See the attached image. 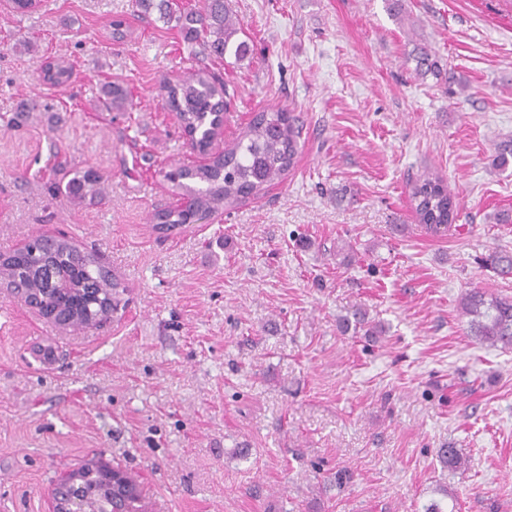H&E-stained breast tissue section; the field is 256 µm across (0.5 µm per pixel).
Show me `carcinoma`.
<instances>
[{
    "instance_id": "carcinoma-1",
    "label": "carcinoma",
    "mask_w": 512,
    "mask_h": 512,
    "mask_svg": "<svg viewBox=\"0 0 512 512\" xmlns=\"http://www.w3.org/2000/svg\"><path fill=\"white\" fill-rule=\"evenodd\" d=\"M134 4L145 14L157 12L166 23L176 21L191 41L204 35V48L219 57L231 52L241 59L249 51L247 43L233 41L238 29L225 0H205L204 10L194 13L176 9V0H134ZM73 75L72 66L58 60L47 65L44 80L60 86L69 83ZM224 96V85L204 71L167 88L168 107L176 112L201 150L206 149L219 127ZM127 103L128 93L122 85L114 83L103 91V109L120 110ZM300 137L297 118L288 110L273 107L256 113L235 141L224 147L223 155L204 165L177 167L165 173L173 190L185 192L192 204L159 210L153 215L154 223L167 231L264 193L293 169ZM102 180L103 176L91 169H76L62 191L73 200H82L97 193ZM410 201L415 220L432 235L447 232L455 222V195L439 176L427 174L411 183ZM484 264L500 277L506 269L512 273V252L495 250ZM0 276L17 286L37 285L46 308L78 327L99 324L103 315L115 312L119 305L121 283L111 277L97 256L77 255L75 248L61 238L40 236L20 251L0 254ZM460 308L470 318L471 331L481 342L512 348V297L471 288L461 297ZM351 326L365 330L367 336L379 333L359 309L340 320L342 330ZM437 457L451 472L461 468L463 457L456 448H439ZM113 469L120 475L123 489H109L98 466L84 465L72 470L78 480L70 491L92 512H147L137 479L118 464Z\"/></svg>"
}]
</instances>
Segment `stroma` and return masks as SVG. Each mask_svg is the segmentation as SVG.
<instances>
[{"label":"stroma","instance_id":"stroma-1","mask_svg":"<svg viewBox=\"0 0 512 512\" xmlns=\"http://www.w3.org/2000/svg\"><path fill=\"white\" fill-rule=\"evenodd\" d=\"M250 52L208 54L132 0L0 7V253L62 233L127 290L100 328L67 332L0 290V512H49L87 462L135 473L150 512H512V349L480 343L459 302L512 296L485 267L512 251V0H228ZM125 19L124 39L112 21ZM427 48L442 75L420 74ZM62 58L75 79L43 82ZM224 81L223 137L288 108L294 169L263 194L165 233L164 174L202 161L165 80ZM121 111L99 112L104 84ZM105 179L74 204L72 167ZM442 176L445 235L409 183ZM384 331L340 332L354 306ZM458 449L466 470L436 449ZM344 491L326 488L337 470ZM413 215L427 233L443 235L456 219L455 195L444 180L427 174L410 184Z\"/></svg>","mask_w":512,"mask_h":512}]
</instances>
